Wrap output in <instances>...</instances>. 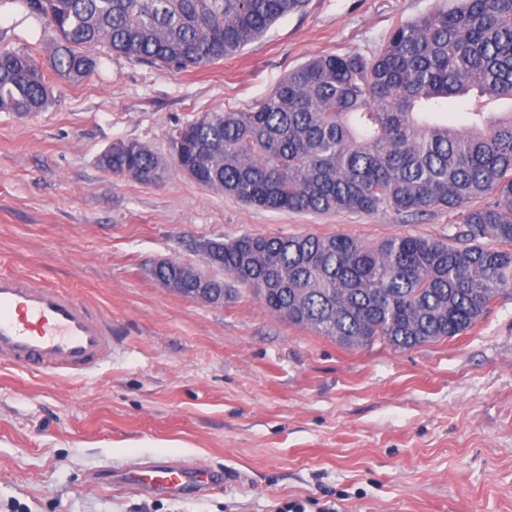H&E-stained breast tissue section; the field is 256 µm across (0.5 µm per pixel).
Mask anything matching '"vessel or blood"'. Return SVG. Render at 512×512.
<instances>
[{
  "mask_svg": "<svg viewBox=\"0 0 512 512\" xmlns=\"http://www.w3.org/2000/svg\"><path fill=\"white\" fill-rule=\"evenodd\" d=\"M112 355V324L90 303L17 272H0V361L22 370L77 374ZM222 471L155 461L122 475L138 491L197 495L222 484Z\"/></svg>",
  "mask_w": 512,
  "mask_h": 512,
  "instance_id": "1",
  "label": "vessel or blood"
}]
</instances>
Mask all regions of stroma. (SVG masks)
<instances>
[{
  "instance_id": "1",
  "label": "stroma",
  "mask_w": 512,
  "mask_h": 512,
  "mask_svg": "<svg viewBox=\"0 0 512 512\" xmlns=\"http://www.w3.org/2000/svg\"><path fill=\"white\" fill-rule=\"evenodd\" d=\"M440 2L311 0L234 56L176 71L100 48L74 83L50 69L23 0H0V49L32 53L53 90L41 112H0V269L96 306L116 344L79 375L0 364V512H512V295L451 339L345 348L271 314L197 249L245 234L444 240L455 213L271 211L176 169L156 186L98 165L119 140L170 157L180 126L250 108L313 56H371ZM168 260L229 296L171 292L152 274ZM162 459L233 478L195 496L112 479Z\"/></svg>"
}]
</instances>
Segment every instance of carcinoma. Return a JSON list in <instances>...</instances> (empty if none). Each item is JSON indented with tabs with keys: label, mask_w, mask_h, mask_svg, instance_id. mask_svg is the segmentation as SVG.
<instances>
[{
	"label": "carcinoma",
	"mask_w": 512,
	"mask_h": 512,
	"mask_svg": "<svg viewBox=\"0 0 512 512\" xmlns=\"http://www.w3.org/2000/svg\"><path fill=\"white\" fill-rule=\"evenodd\" d=\"M48 28L55 73L76 82L104 47L185 70L232 56L309 0H24ZM512 101V0H457L402 23L366 58L319 55L255 107L176 130L177 166L197 183L275 211L459 215L448 240L399 236L375 246L342 235L218 241L208 263L274 315L344 347L410 349L460 336L512 295V117L482 106L448 122L471 92ZM50 100L32 55L0 50V112ZM112 174L165 182L168 163L137 141L101 158ZM498 242L490 247L483 240Z\"/></svg>",
	"instance_id": "obj_1"
}]
</instances>
